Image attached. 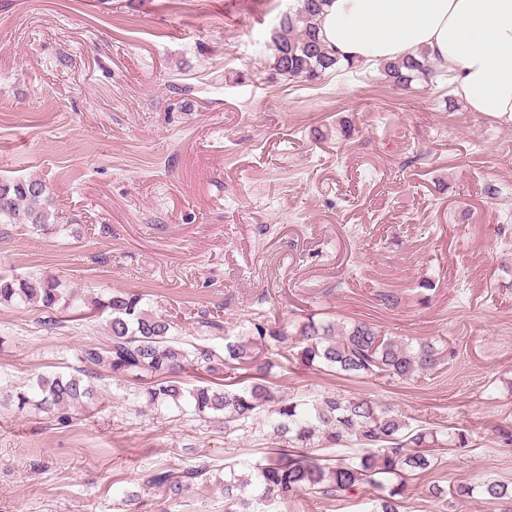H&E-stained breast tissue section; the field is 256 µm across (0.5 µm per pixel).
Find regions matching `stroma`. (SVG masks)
<instances>
[{
    "mask_svg": "<svg viewBox=\"0 0 512 512\" xmlns=\"http://www.w3.org/2000/svg\"><path fill=\"white\" fill-rule=\"evenodd\" d=\"M294 0H0V178L46 180L65 234L0 224V274L57 275L84 299L122 289L172 316L200 311L241 333L247 311L360 320L442 339L414 381L287 364L280 391L366 394L431 427L465 426L423 489L512 482V126L449 103L447 84L405 93L378 72L309 84L271 68L270 31ZM393 295L385 303L383 294ZM45 313L0 305V390L72 374L104 344L97 317L44 331ZM96 398L61 426L0 405V512H224L213 483L175 506L146 479L261 455L248 428L157 413L98 369ZM370 495L303 494L271 512H360Z\"/></svg>",
    "mask_w": 512,
    "mask_h": 512,
    "instance_id": "35a3bbf8",
    "label": "stroma"
}]
</instances>
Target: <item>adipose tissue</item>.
I'll return each instance as SVG.
<instances>
[{"label": "adipose tissue", "mask_w": 512, "mask_h": 512, "mask_svg": "<svg viewBox=\"0 0 512 512\" xmlns=\"http://www.w3.org/2000/svg\"><path fill=\"white\" fill-rule=\"evenodd\" d=\"M319 35L371 68L426 53L468 111L512 125V0H329Z\"/></svg>", "instance_id": "obj_1"}]
</instances>
